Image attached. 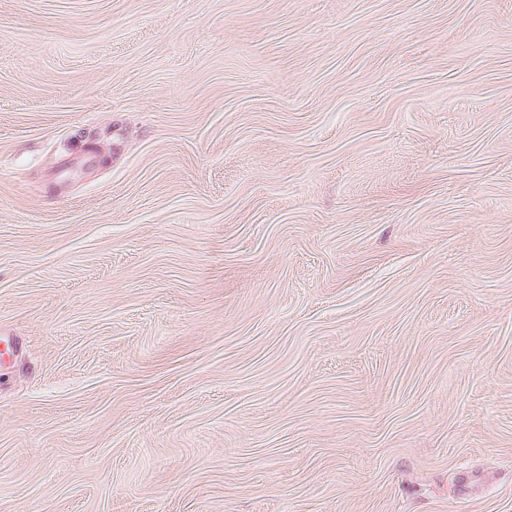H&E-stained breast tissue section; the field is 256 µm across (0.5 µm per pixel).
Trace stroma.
Masks as SVG:
<instances>
[{"label": "stroma", "instance_id": "obj_1", "mask_svg": "<svg viewBox=\"0 0 512 512\" xmlns=\"http://www.w3.org/2000/svg\"><path fill=\"white\" fill-rule=\"evenodd\" d=\"M0 512H512V0H0Z\"/></svg>", "mask_w": 512, "mask_h": 512}]
</instances>
